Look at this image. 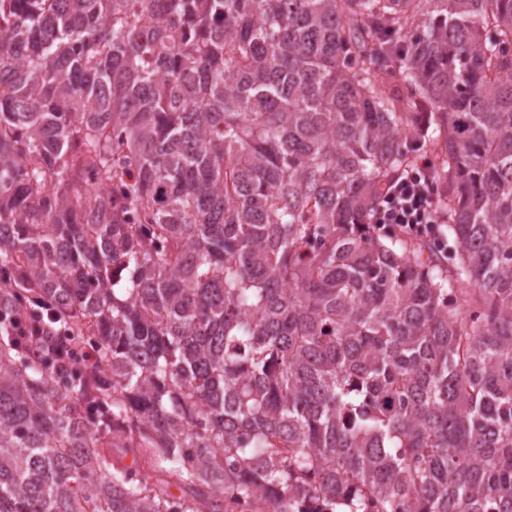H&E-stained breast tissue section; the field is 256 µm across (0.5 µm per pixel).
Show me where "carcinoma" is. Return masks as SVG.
Wrapping results in <instances>:
<instances>
[{"label": "carcinoma", "instance_id": "obj_1", "mask_svg": "<svg viewBox=\"0 0 512 512\" xmlns=\"http://www.w3.org/2000/svg\"><path fill=\"white\" fill-rule=\"evenodd\" d=\"M20 317L0 512H512V0H0ZM381 204L373 216L380 229H393L408 234L429 236L442 249L448 248L444 238L437 204V190L432 177L431 162L424 159L404 177L387 184L381 192Z\"/></svg>", "mask_w": 512, "mask_h": 512}]
</instances>
